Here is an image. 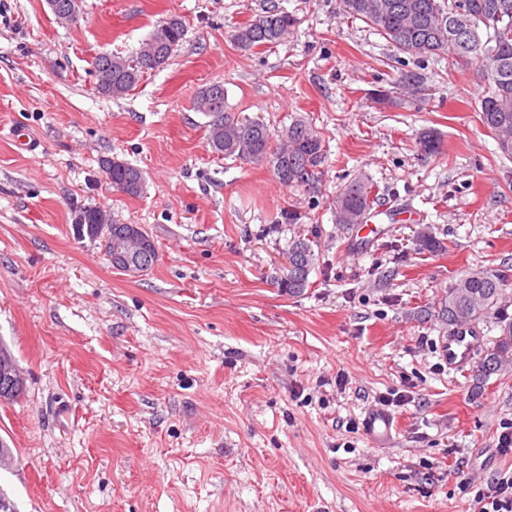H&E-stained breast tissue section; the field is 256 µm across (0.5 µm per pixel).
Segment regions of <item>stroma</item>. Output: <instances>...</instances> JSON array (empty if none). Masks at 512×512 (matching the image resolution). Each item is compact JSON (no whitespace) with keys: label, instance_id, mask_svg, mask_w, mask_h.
<instances>
[{"label":"stroma","instance_id":"35a3bbf8","mask_svg":"<svg viewBox=\"0 0 512 512\" xmlns=\"http://www.w3.org/2000/svg\"><path fill=\"white\" fill-rule=\"evenodd\" d=\"M297 20L252 52L231 38L266 0H0V344L25 378L0 405V472L18 512H475L512 470V371L472 395L443 368L438 302L472 269L512 267V159L480 122L477 67L398 52L339 0H278ZM172 15L182 45L125 96L92 61L134 54ZM429 93H405L401 72ZM273 133L312 123L327 157L308 188L212 153L198 92ZM392 92L393 105L372 101ZM440 139L435 155L419 137ZM35 143L23 150L16 137ZM140 168L132 197L102 172ZM358 179L381 194L367 227L335 222ZM139 224L158 261L131 277L80 210ZM443 250L419 249L422 228ZM316 255L298 295L279 286L293 240ZM406 393L394 440L352 432L379 394Z\"/></svg>","mask_w":512,"mask_h":512}]
</instances>
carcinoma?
I'll return each instance as SVG.
<instances>
[{
  "mask_svg": "<svg viewBox=\"0 0 512 512\" xmlns=\"http://www.w3.org/2000/svg\"><path fill=\"white\" fill-rule=\"evenodd\" d=\"M340 5L344 14L373 27L402 53L417 58L445 55L461 66L478 62L489 84L488 94L480 99V121L501 153L512 158V0H340ZM294 26V16L276 0H269L263 13L236 26L232 37L239 48L253 51L286 39ZM186 35L182 17H169L159 40L163 55L157 66L167 63ZM151 41L150 36L132 56L95 58L96 72L112 66V97L125 95L154 69L146 53ZM425 81L415 70L401 76L402 87L417 95L425 91ZM206 92L204 88L198 93L197 110L209 117L207 143L213 153L248 163L266 162L287 186L306 187L315 181L326 148L311 124L297 119L275 137L263 122L240 119L226 111L222 98L205 104ZM124 183L136 186L128 195H140L145 186L142 171L129 163L113 167L112 187ZM378 196L369 180L350 182L336 196V223H363ZM288 257L296 258V263L288 267L281 287L291 295L307 287L316 256L312 246L299 239L290 245ZM510 284L512 274L506 270H470L439 302L438 315L451 328L486 318L497 320L499 334L476 366L474 395L482 392L492 374L512 367V315L507 312L512 296L505 292Z\"/></svg>",
  "mask_w": 512,
  "mask_h": 512,
  "instance_id": "carcinoma-1",
  "label": "carcinoma"
}]
</instances>
